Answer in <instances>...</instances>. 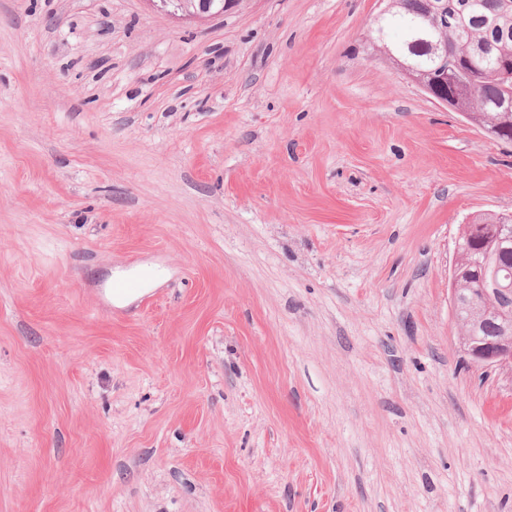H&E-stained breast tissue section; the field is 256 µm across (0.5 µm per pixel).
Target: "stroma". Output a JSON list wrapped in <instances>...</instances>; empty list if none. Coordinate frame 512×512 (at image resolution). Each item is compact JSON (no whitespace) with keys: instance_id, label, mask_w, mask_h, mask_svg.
<instances>
[{"instance_id":"1","label":"stroma","mask_w":512,"mask_h":512,"mask_svg":"<svg viewBox=\"0 0 512 512\" xmlns=\"http://www.w3.org/2000/svg\"><path fill=\"white\" fill-rule=\"evenodd\" d=\"M383 8L0 0V512H512V371L450 305L512 145ZM158 2L160 9L172 15L187 19H206L211 17V8L213 0H197L198 7L194 11L184 9L183 0H151ZM387 58L392 60L397 69L410 81L417 84L425 93L431 96L440 104H444L454 112H459L468 121L471 120L469 112H474L472 107V84L473 81L467 77L460 66V59L446 58L443 62L439 75L431 80L420 79L411 67L395 56L393 50L389 49ZM437 84L449 86L448 94L438 90Z\"/></svg>"}]
</instances>
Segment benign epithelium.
Wrapping results in <instances>:
<instances>
[{
	"instance_id": "7a95c632",
	"label": "benign epithelium",
	"mask_w": 512,
	"mask_h": 512,
	"mask_svg": "<svg viewBox=\"0 0 512 512\" xmlns=\"http://www.w3.org/2000/svg\"><path fill=\"white\" fill-rule=\"evenodd\" d=\"M160 9L187 19H205L211 16L213 0H198L193 11L184 8L183 0H156ZM397 69L410 81L440 104H444L465 118H470L472 107V84L460 66V59L443 62L439 75L431 80L420 79L411 67L387 51ZM501 83L502 97L484 108L486 112H509L512 110V65L502 63L495 69ZM512 249V227L506 225L487 250L484 268L487 277L475 279L459 272L453 266L451 272V300L453 310L466 312L458 316L460 327L459 347L477 366L507 368L512 371V270L496 261L497 255ZM500 315L505 327L500 336L483 339L476 335L478 326L491 314Z\"/></svg>"
}]
</instances>
